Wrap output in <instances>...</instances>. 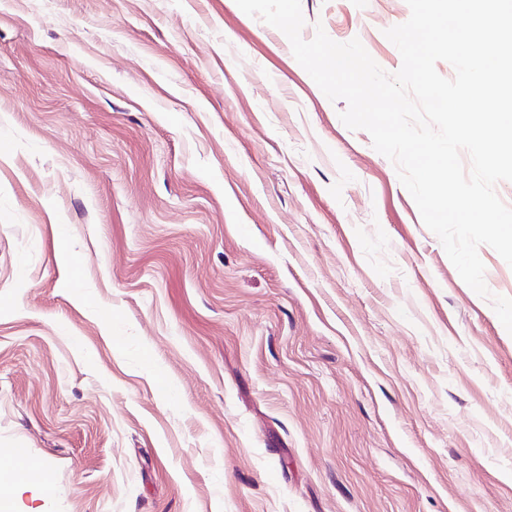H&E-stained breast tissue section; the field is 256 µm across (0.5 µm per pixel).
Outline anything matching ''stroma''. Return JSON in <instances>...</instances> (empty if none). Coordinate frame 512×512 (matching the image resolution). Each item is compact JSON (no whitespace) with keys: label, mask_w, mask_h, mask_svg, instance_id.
<instances>
[{"label":"stroma","mask_w":512,"mask_h":512,"mask_svg":"<svg viewBox=\"0 0 512 512\" xmlns=\"http://www.w3.org/2000/svg\"><path fill=\"white\" fill-rule=\"evenodd\" d=\"M387 73L406 0H301ZM235 0H0L6 512H512V266Z\"/></svg>","instance_id":"obj_1"}]
</instances>
